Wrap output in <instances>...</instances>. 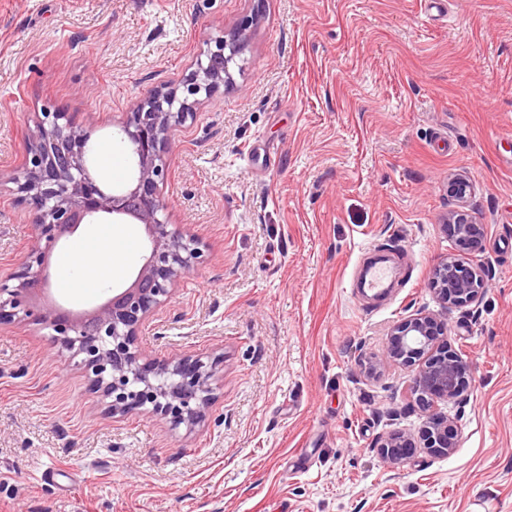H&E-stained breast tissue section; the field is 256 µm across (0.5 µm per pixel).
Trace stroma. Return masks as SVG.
<instances>
[{
  "instance_id": "stroma-1",
  "label": "stroma",
  "mask_w": 512,
  "mask_h": 512,
  "mask_svg": "<svg viewBox=\"0 0 512 512\" xmlns=\"http://www.w3.org/2000/svg\"><path fill=\"white\" fill-rule=\"evenodd\" d=\"M246 19L235 87L165 154L166 217L205 259L142 329L152 356L222 357L212 411L191 430L108 417L47 329L0 330V512H512V0H0V172L44 112L108 153L114 124ZM456 177L485 229L471 316L431 290ZM127 230L119 275L52 298L81 311L129 286L147 237ZM31 234L0 183V274ZM370 248L397 268L379 302L352 292ZM421 310L472 387L432 407L454 453L394 467L373 444L418 439L414 370L364 369Z\"/></svg>"
}]
</instances>
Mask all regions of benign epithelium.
<instances>
[{"label":"benign epithelium","mask_w":512,"mask_h":512,"mask_svg":"<svg viewBox=\"0 0 512 512\" xmlns=\"http://www.w3.org/2000/svg\"><path fill=\"white\" fill-rule=\"evenodd\" d=\"M252 23L247 19L231 38L215 39L204 51L205 61L182 83L153 92L116 125L121 143L136 158V175L128 187L111 192L100 183L86 161L92 130L74 124L63 112L42 113L26 141L25 161L10 177L18 204L34 224V236L12 271L0 276V328L32 321L49 329L54 341L77 358L90 390L108 400L114 417L147 413L191 430L212 410L211 380L219 359L155 358L142 348L140 333L202 257L198 240L172 231L164 218L158 186L167 175L166 145L198 95L210 96L233 84L229 63ZM448 193L463 202L471 185L454 179ZM126 222L143 225L149 242V255L128 287L78 312L38 303L50 285L49 258L63 238L84 224ZM444 228L463 250L478 247L484 233L462 208L448 214ZM485 283V270L456 253L435 269L432 281L447 310L478 304ZM443 331L435 315L413 314L391 330L382 355L385 363L415 367L412 393L424 412L437 400H464L471 385L461 356L440 344ZM422 440L430 455L446 457L457 448L459 432L448 418L429 414ZM376 450L382 460L403 465L415 447L400 435H390L377 441Z\"/></svg>","instance_id":"7a95c632"}]
</instances>
